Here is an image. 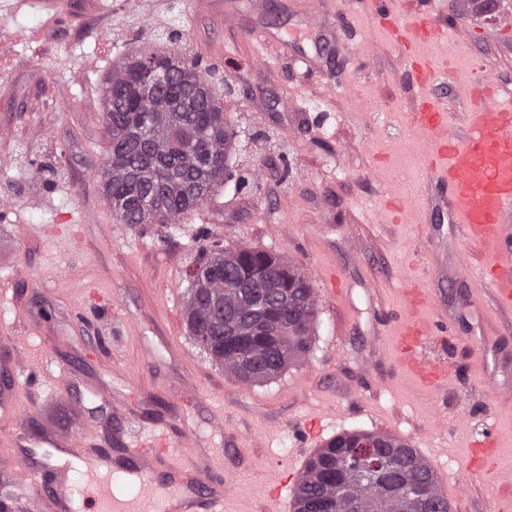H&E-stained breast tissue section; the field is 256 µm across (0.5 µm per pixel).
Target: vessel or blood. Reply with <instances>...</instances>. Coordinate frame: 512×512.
I'll list each match as a JSON object with an SVG mask.
<instances>
[{
	"instance_id": "b4317fda",
	"label": "vessel or blood",
	"mask_w": 512,
	"mask_h": 512,
	"mask_svg": "<svg viewBox=\"0 0 512 512\" xmlns=\"http://www.w3.org/2000/svg\"><path fill=\"white\" fill-rule=\"evenodd\" d=\"M376 15L390 19L391 39L414 57L410 76L418 92L408 118L426 179L418 206L396 203L379 213V221L392 223L401 216L408 224H450L454 237L476 246L482 260L468 265V278L490 289L499 309H512V89L479 86L466 78L453 80L456 99L468 102L465 131L454 134L452 114L431 94L445 83L447 71L434 66L429 47L447 35H461L465 24L448 12L446 0H417L412 20L393 16L391 0H367ZM452 323L441 300L416 279L401 288V302L382 328L389 336L388 355L426 396L446 391L451 375L443 342ZM38 359L21 354L10 358L0 377V419L16 417L20 391L40 389L46 402L70 395L74 377L59 368L43 380ZM172 434L161 429L141 434L137 447L116 458L101 450H82L68 432L45 423L38 436L27 428L9 438L8 455L0 468L12 471L15 481L0 498V512H67L65 504L83 495L94 500L97 512H169L181 503L182 512H234L242 495L233 473L213 482L207 465L186 464L171 452ZM512 446V439L488 430L483 440L469 439L467 476L477 478L501 495L512 476L480 465L482 446ZM269 512H283L288 473L280 471L268 482Z\"/></svg>"
}]
</instances>
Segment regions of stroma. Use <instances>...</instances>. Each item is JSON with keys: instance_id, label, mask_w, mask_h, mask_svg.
Segmentation results:
<instances>
[{"instance_id": "obj_1", "label": "stroma", "mask_w": 512, "mask_h": 512, "mask_svg": "<svg viewBox=\"0 0 512 512\" xmlns=\"http://www.w3.org/2000/svg\"><path fill=\"white\" fill-rule=\"evenodd\" d=\"M0 0V359L10 337L50 367H70L95 384L87 414L104 417L105 395L132 406L129 426L178 421L200 443V459L217 476L237 470L248 489L243 512H258L267 472L308 457L294 425L320 405L336 408L322 440L347 430L385 432L412 448L432 445L431 465L453 512H492L484 485H461L468 450L464 430L481 435L487 410L512 434V313L478 316L469 301L467 257L477 249L447 242L436 254L411 224H381L384 190L416 201L421 172L403 115L416 88L405 78L401 51L364 13L347 36L348 61L309 19V0ZM465 14L463 54L433 52L470 77L488 74L512 84V0H447ZM179 24L191 55L224 75V106L249 143L236 157L255 184L223 189L178 231L165 224H121L102 195L107 147L100 87L131 43L150 44L158 30ZM24 40H15V33ZM275 40H267V33ZM364 57L357 70L350 56ZM318 66H310L309 58ZM216 236L279 253L299 267L317 292V317L305 360L273 381L246 386L225 375L193 343L184 294L192 257ZM439 260L430 283L448 308L454 333L446 345L453 386L439 400L420 395L386 356L379 333L387 308L400 302L408 258ZM335 269L342 293L323 281ZM111 303L101 318L98 305ZM84 305L76 317V305ZM151 345L153 359L142 357ZM123 348L125 360L108 351ZM223 397L229 434L215 431L196 393ZM250 444L246 459L225 455L233 440Z\"/></svg>"}]
</instances>
